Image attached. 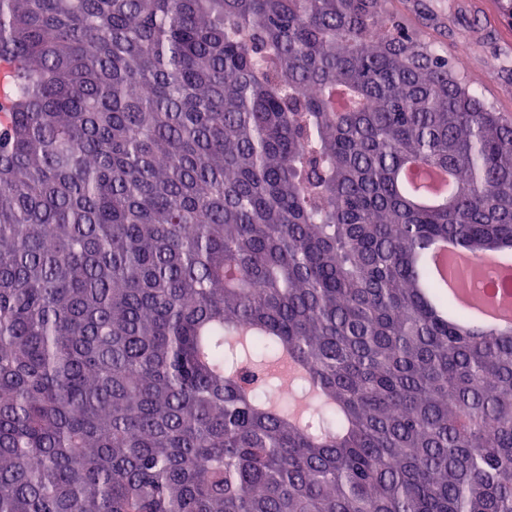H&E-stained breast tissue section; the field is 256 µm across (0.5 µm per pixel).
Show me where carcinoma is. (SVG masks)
Instances as JSON below:
<instances>
[{
  "instance_id": "cac0c4a2",
  "label": "carcinoma",
  "mask_w": 512,
  "mask_h": 512,
  "mask_svg": "<svg viewBox=\"0 0 512 512\" xmlns=\"http://www.w3.org/2000/svg\"><path fill=\"white\" fill-rule=\"evenodd\" d=\"M387 3L0 0V512H512L416 269L512 247V113Z\"/></svg>"
}]
</instances>
